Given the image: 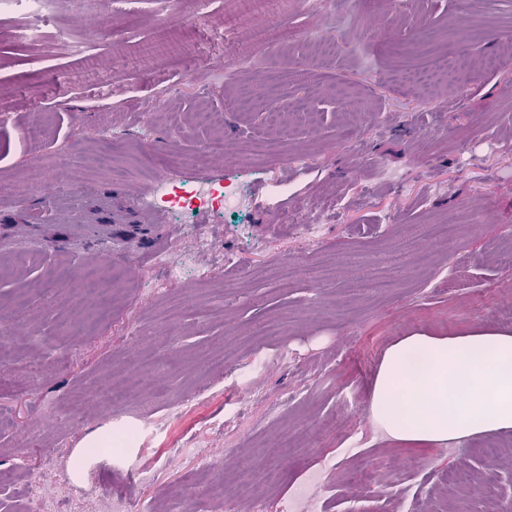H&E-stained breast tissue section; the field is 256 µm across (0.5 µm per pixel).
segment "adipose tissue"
I'll return each instance as SVG.
<instances>
[{"label":"adipose tissue","instance_id":"ef3b65f1","mask_svg":"<svg viewBox=\"0 0 512 512\" xmlns=\"http://www.w3.org/2000/svg\"><path fill=\"white\" fill-rule=\"evenodd\" d=\"M368 415L385 438L413 447L512 429V331L399 338L370 383Z\"/></svg>","mask_w":512,"mask_h":512}]
</instances>
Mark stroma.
I'll list each match as a JSON object with an SVG mask.
<instances>
[{
  "mask_svg": "<svg viewBox=\"0 0 512 512\" xmlns=\"http://www.w3.org/2000/svg\"><path fill=\"white\" fill-rule=\"evenodd\" d=\"M195 10L0 14V468H19L0 512L32 480L45 512H389V487L425 512H493L512 463L484 438L408 448L366 402L397 337L512 331V0H284L266 23L209 0L183 34ZM461 62L429 92L402 77ZM166 176L244 191L220 213L140 200L185 261L176 280L84 231L127 183ZM446 221L454 240L431 230ZM120 428L130 447L91 455Z\"/></svg>",
  "mask_w": 512,
  "mask_h": 512,
  "instance_id": "35a3bbf8",
  "label": "stroma"
}]
</instances>
